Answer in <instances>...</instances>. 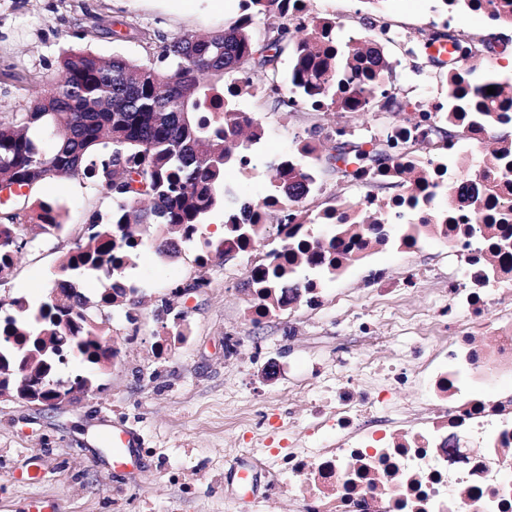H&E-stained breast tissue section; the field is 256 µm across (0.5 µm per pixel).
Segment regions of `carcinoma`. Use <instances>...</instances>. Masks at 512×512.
I'll return each instance as SVG.
<instances>
[{
	"instance_id": "cac0c4a2",
	"label": "carcinoma",
	"mask_w": 512,
	"mask_h": 512,
	"mask_svg": "<svg viewBox=\"0 0 512 512\" xmlns=\"http://www.w3.org/2000/svg\"><path fill=\"white\" fill-rule=\"evenodd\" d=\"M288 16V0H241V15L229 26L164 42L155 64L68 49L58 61L60 83L28 111L0 118V184L28 189L18 197L19 211L0 212V270L12 268L33 245V239L19 237L25 226L44 233L62 228L60 208L34 197L44 180H86L112 199L107 221L92 217L86 235L61 257L63 278L53 287L60 292L58 303L47 297L32 307L15 299L11 305L21 312L0 316V337H16L0 341V368L22 363L51 368V350L58 346L96 365L110 343L99 311L110 312L114 297L107 290L93 300L86 297L80 279L90 273L110 277L122 266L120 255L136 257L141 244L131 228L163 227L156 250L169 255L186 241L185 231L224 207V168L247 163L244 153L227 149L226 143L261 137L256 117L224 106V75L236 73L249 86L268 84L286 39L293 43L288 106L305 107L317 97L321 112L356 111L352 101H339L334 92L336 79L358 55L356 48L326 41L324 27L300 38L301 27L282 24L278 38L257 41L255 21ZM443 40L465 58L475 54L472 38L460 33L432 34L423 48ZM383 146L378 141L365 150L355 143L328 155L327 162L371 163ZM274 170L269 195L295 200L310 188L303 173L285 174L277 165ZM209 247L195 259L200 268L224 256V243ZM77 336L85 338L81 347Z\"/></svg>"
}]
</instances>
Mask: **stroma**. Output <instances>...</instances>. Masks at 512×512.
Here are the masks:
<instances>
[{
  "mask_svg": "<svg viewBox=\"0 0 512 512\" xmlns=\"http://www.w3.org/2000/svg\"><path fill=\"white\" fill-rule=\"evenodd\" d=\"M240 0H0V115L25 111L60 80L58 57L78 47L109 59L122 56L141 63L155 61L164 41L207 34L235 21ZM312 16L338 18L346 33L372 36L369 16L352 13L348 0H310ZM124 20L145 31V38L119 40L112 23ZM394 66L399 102H414L432 70L426 58L408 46L387 45ZM244 111L257 114L264 127L259 149L268 163L287 152L298 133H319L336 117L301 111L284 119L270 100L247 96ZM260 167L251 177L228 165L224 180L236 192L264 195L273 172ZM324 195L309 197L310 209L341 197L360 203L365 194L392 195L383 185L364 191L326 165L318 167ZM40 198L66 203L63 230L39 235L17 265L0 273L10 294L41 301L59 276L58 258L74 247L95 213L107 214L110 199L79 180L44 182ZM188 244L165 256L145 248L131 274L143 290L137 315L138 339L124 345L119 363L97 368L70 356L59 376H93L100 389L60 408H34L17 397H0V512H28L39 504L48 512H288L287 496L269 503L267 475L243 455V442L266 448L307 441L299 424L305 406L323 380L338 375L364 382L375 377L365 362L372 353L395 358L410 336L399 334L395 304L371 294L368 269L337 280L338 288L357 297L358 312L331 302L314 315L279 314L245 318L250 285L241 258L217 259L209 271V288L186 296L173 286L196 277ZM170 300L187 308L193 335L187 345L160 354L162 334L155 312ZM237 329L244 338L236 360L224 357V336ZM279 370L273 379L263 371L269 362ZM136 433V461L120 467L106 443L113 428ZM251 473L239 489L235 470ZM33 469L37 478L21 475Z\"/></svg>",
  "mask_w": 512,
  "mask_h": 512,
  "instance_id": "stroma-1",
  "label": "stroma"
}]
</instances>
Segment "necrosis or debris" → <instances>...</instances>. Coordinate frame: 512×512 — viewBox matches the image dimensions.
<instances>
[{
	"label": "necrosis or debris",
	"mask_w": 512,
	"mask_h": 512,
	"mask_svg": "<svg viewBox=\"0 0 512 512\" xmlns=\"http://www.w3.org/2000/svg\"><path fill=\"white\" fill-rule=\"evenodd\" d=\"M431 25L449 30L461 13L478 16L486 36L512 42L489 0H428ZM474 64L455 60L451 92L423 94L408 118L381 128L399 147L392 163L348 165L351 185H394L389 198L365 196L353 209L335 200L317 211L281 198L251 208L227 192L225 218L249 212L257 233H224V253L248 255L250 271L288 267L275 300L252 287L248 319L315 309L329 298L326 274L377 255L412 253L422 243L445 250L448 275L437 294L446 333L418 334L403 358L379 364L384 383L337 377L320 385L305 415L317 440L287 453L251 449L276 492L290 491L292 512H512V100L487 94ZM455 123L462 138L434 148L435 127ZM297 219L267 230L268 214ZM409 387L394 407L389 391Z\"/></svg>",
	"instance_id": "necrosis-or-debris-1"
}]
</instances>
